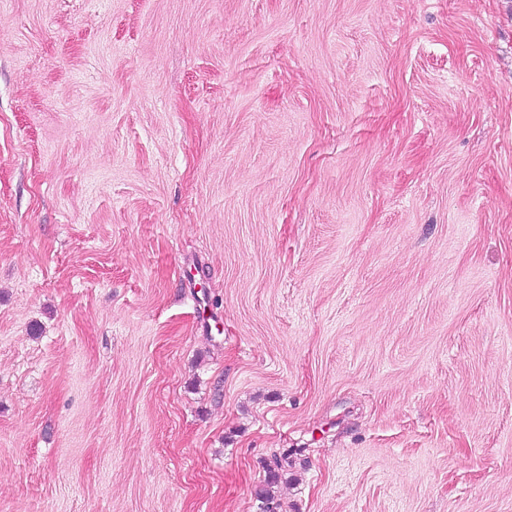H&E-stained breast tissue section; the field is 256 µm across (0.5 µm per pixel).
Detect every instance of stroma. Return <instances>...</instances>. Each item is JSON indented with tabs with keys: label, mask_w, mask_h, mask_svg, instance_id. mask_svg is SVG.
I'll list each match as a JSON object with an SVG mask.
<instances>
[{
	"label": "stroma",
	"mask_w": 512,
	"mask_h": 512,
	"mask_svg": "<svg viewBox=\"0 0 512 512\" xmlns=\"http://www.w3.org/2000/svg\"><path fill=\"white\" fill-rule=\"evenodd\" d=\"M512 512V0H0V512Z\"/></svg>",
	"instance_id": "35a3bbf8"
}]
</instances>
